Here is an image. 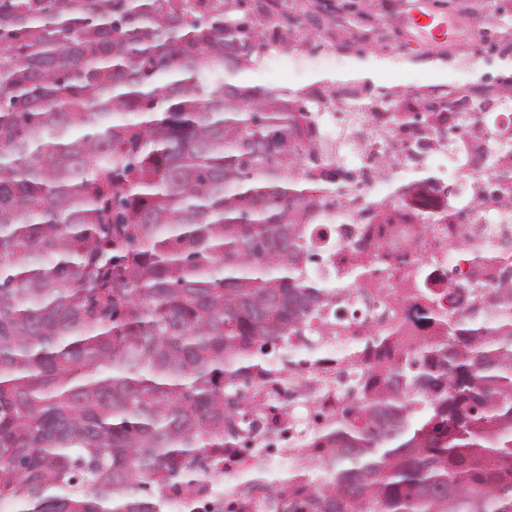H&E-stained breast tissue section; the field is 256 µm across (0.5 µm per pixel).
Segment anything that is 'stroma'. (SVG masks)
<instances>
[{
  "label": "stroma",
  "mask_w": 512,
  "mask_h": 512,
  "mask_svg": "<svg viewBox=\"0 0 512 512\" xmlns=\"http://www.w3.org/2000/svg\"><path fill=\"white\" fill-rule=\"evenodd\" d=\"M317 0H247L252 17L279 26L281 52L263 60L251 73L254 83L276 89L319 88L332 97L321 118L328 135H342L334 117L346 99L338 88L358 81L360 70L373 74L372 88L386 87L415 92L432 84L461 86L491 72L488 51L476 50L484 29L498 26L495 0H462L463 9L449 7V0H356L362 11L349 16L345 27L336 25L338 0H329L319 27L306 22ZM447 17L454 30L452 41L428 43L408 23L412 8ZM342 52L335 62L334 52Z\"/></svg>",
  "instance_id": "stroma-1"
}]
</instances>
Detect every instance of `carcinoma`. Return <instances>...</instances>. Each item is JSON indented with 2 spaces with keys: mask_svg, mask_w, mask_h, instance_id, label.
Here are the masks:
<instances>
[{
  "mask_svg": "<svg viewBox=\"0 0 512 512\" xmlns=\"http://www.w3.org/2000/svg\"><path fill=\"white\" fill-rule=\"evenodd\" d=\"M243 0H0V504L10 512H165L253 428L257 382L305 402L290 338H336V412L288 476L234 490L260 512H512V263L455 250L448 293L405 274L417 321L365 327L384 265L356 242L317 276L327 198L351 195L319 145L322 113L253 84L267 43ZM491 62L512 65V39ZM398 101V130L512 135L472 95L512 103V74ZM437 327L416 335L417 322Z\"/></svg>",
  "mask_w": 512,
  "mask_h": 512,
  "instance_id": "1",
  "label": "carcinoma"
}]
</instances>
